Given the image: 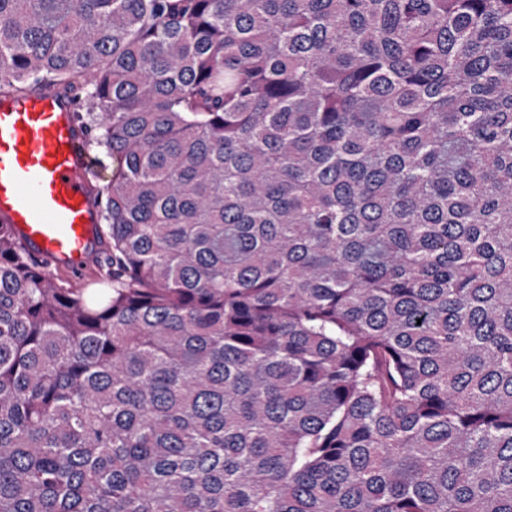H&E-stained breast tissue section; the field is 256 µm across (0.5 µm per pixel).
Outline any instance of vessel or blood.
Wrapping results in <instances>:
<instances>
[{
  "instance_id": "vessel-or-blood-1",
  "label": "vessel or blood",
  "mask_w": 512,
  "mask_h": 512,
  "mask_svg": "<svg viewBox=\"0 0 512 512\" xmlns=\"http://www.w3.org/2000/svg\"><path fill=\"white\" fill-rule=\"evenodd\" d=\"M87 140L71 95L0 97V223L74 280L86 273L101 222Z\"/></svg>"
}]
</instances>
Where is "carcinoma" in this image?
Segmentation results:
<instances>
[{"label":"carcinoma","instance_id":"1","mask_svg":"<svg viewBox=\"0 0 512 512\" xmlns=\"http://www.w3.org/2000/svg\"><path fill=\"white\" fill-rule=\"evenodd\" d=\"M42 89L107 287L0 223V512H512V0H0Z\"/></svg>","mask_w":512,"mask_h":512}]
</instances>
